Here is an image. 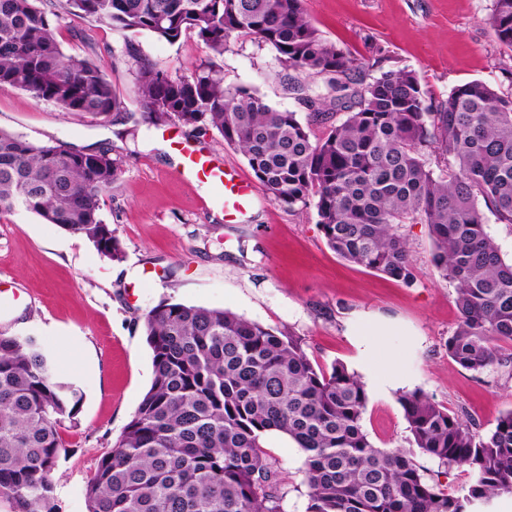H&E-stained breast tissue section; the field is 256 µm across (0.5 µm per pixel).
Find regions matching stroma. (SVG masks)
I'll return each instance as SVG.
<instances>
[{"label":"stroma","instance_id":"35a3bbf8","mask_svg":"<svg viewBox=\"0 0 512 512\" xmlns=\"http://www.w3.org/2000/svg\"><path fill=\"white\" fill-rule=\"evenodd\" d=\"M305 8L323 38L361 59L366 76L381 66L416 70L437 100L473 80L506 84L501 69L512 58L486 21L491 0H305ZM58 40L65 54L98 65L136 116L142 108L130 44L172 77L210 65L223 70L226 83L251 86L272 106L307 115L264 44L234 41L216 56L191 31L169 43L72 14ZM121 128L0 88V129L35 144L106 150L122 168L102 206L124 247L122 261L23 208L0 218V332L36 337L57 374L83 394L76 425L61 428L67 453L52 474L57 512H86L88 478L148 391L153 365L143 321L165 299L232 311L299 337L323 368L345 364L369 394L362 424L377 448L411 447L399 403L405 392L422 391L482 435L512 410V363L478 374L448 357L445 342L458 321L455 285L431 261L426 225L401 228L414 266L407 286L338 257L314 207L288 209L260 191L246 215L225 216L221 188L184 178L176 152L194 148L252 177L217 131L142 123L132 139L118 137ZM374 325L378 335H368ZM263 446L279 474L284 512H306L303 452L277 432Z\"/></svg>","mask_w":512,"mask_h":512}]
</instances>
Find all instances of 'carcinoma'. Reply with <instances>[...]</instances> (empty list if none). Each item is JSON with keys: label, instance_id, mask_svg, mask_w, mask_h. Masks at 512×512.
Instances as JSON below:
<instances>
[{"label": "carcinoma", "instance_id": "cac0c4a2", "mask_svg": "<svg viewBox=\"0 0 512 512\" xmlns=\"http://www.w3.org/2000/svg\"><path fill=\"white\" fill-rule=\"evenodd\" d=\"M58 2L48 10L0 0V87L96 118L121 111L105 72L63 53L64 12L169 43L191 30L216 56L232 39L272 47L306 121L225 84L221 70L173 78L135 56L142 122L216 130L271 201L314 203L337 256L406 285L414 274L399 228L427 225L432 263L456 288L448 357L475 373L512 361L501 353L512 345V260L488 230L491 217L512 224L511 91L474 80L436 101L408 68H381L366 83L357 77L362 62L321 36L303 0ZM488 23L512 52V0H492ZM312 75L326 86L307 83ZM121 173L106 151L34 145L0 130V216L22 207L112 261L124 249L101 202ZM144 328L153 381L87 481V512H283L263 447L272 431L305 454L306 512H472L512 495V410L481 437L425 393H403L413 448H376L362 426L369 397L360 378L340 362L314 364L300 338L222 308L169 301L146 314ZM82 398L35 339L0 333V499L12 512H55L60 428L77 423ZM418 452L465 469L467 493L428 482Z\"/></svg>", "mask_w": 512, "mask_h": 512}]
</instances>
